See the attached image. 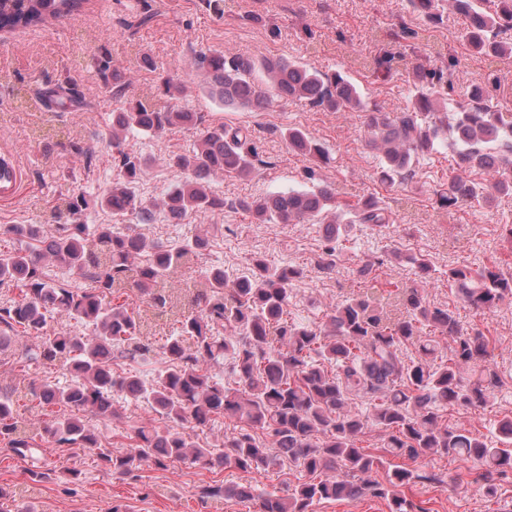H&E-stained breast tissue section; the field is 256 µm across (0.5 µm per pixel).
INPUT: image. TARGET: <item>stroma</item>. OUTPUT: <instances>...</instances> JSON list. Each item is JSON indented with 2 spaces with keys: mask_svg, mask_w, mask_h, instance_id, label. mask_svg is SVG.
Wrapping results in <instances>:
<instances>
[{
  "mask_svg": "<svg viewBox=\"0 0 512 512\" xmlns=\"http://www.w3.org/2000/svg\"><path fill=\"white\" fill-rule=\"evenodd\" d=\"M147 24H140V17ZM312 37H305L301 23ZM278 26L270 36L269 26ZM416 38L402 39L401 28ZM464 24L449 8L437 21L412 12L408 0H224L215 12L209 0H84L80 10L43 25L0 33V153H11L23 169L24 188L12 203H0V248L16 246L6 229L12 224L52 225L56 209L73 197L88 202L83 220L114 224L121 232L142 235L165 247L200 237L205 241L194 262L167 282V293L188 300L192 286L219 267L230 275L250 272L264 259L300 269L290 286L288 318L310 327L329 324L332 308L363 292L387 293L419 285L409 255L425 256L440 276L419 285L430 305L454 310L464 327L493 339L488 364L501 384L487 405L452 407L443 413L451 426L490 435L497 421L512 418V300L495 311L478 313L459 300L446 271L455 265L495 263L512 271V244L502 228L512 224V196H497L487 205L463 202L446 208L439 194L449 176L458 174L451 144L420 156L414 176L404 183L379 178L380 155L367 144L364 118L358 112H330L296 101L279 100L267 110H228L214 99L200 62L213 52L249 57L284 58L310 69L336 70L357 83L369 104L396 113L412 93L410 70L444 67L450 96L465 101L475 86L497 77L493 96L512 110V57L497 59L472 53L462 34ZM402 52L404 63L375 72L366 60L384 52ZM155 62L147 67L139 55ZM125 77L121 94L98 70L101 58ZM185 88L179 108L199 113L208 124L248 129L261 147L251 176L215 174L208 189L223 198V209L191 214L172 223L162 201L185 180L186 171L166 166L165 157L186 154L197 139L193 130L171 129L152 135H128L124 149L142 160L136 191L150 210V221L116 216L99 200L118 174L112 151V114L129 101L157 97L162 75ZM52 93L64 98L59 112H38L33 97ZM308 132L327 151L320 160L291 151L285 134ZM334 185L343 204L374 197L391 208L394 222L384 228H347L336 249L331 273L319 263L324 249L320 224H255L238 202L269 192ZM25 349L0 355V388L20 379L65 382L61 367L48 368L25 357ZM114 416L92 418L103 446L117 452L129 448L135 431L153 423L147 403L117 400ZM38 459H21L0 442V487L17 491L13 512H258L256 502L206 497L201 489L220 483L248 484L256 492L286 494L302 479L299 469L279 461L249 473L227 468L206 470L187 461L143 465L131 474H110L78 448H61L38 434ZM401 466L433 474L430 482L401 490L403 497L428 512H512V479L501 482L496 497H487L475 477L480 466L453 457L404 458ZM40 481H32V472Z\"/></svg>",
  "mask_w": 512,
  "mask_h": 512,
  "instance_id": "obj_1",
  "label": "stroma"
}]
</instances>
